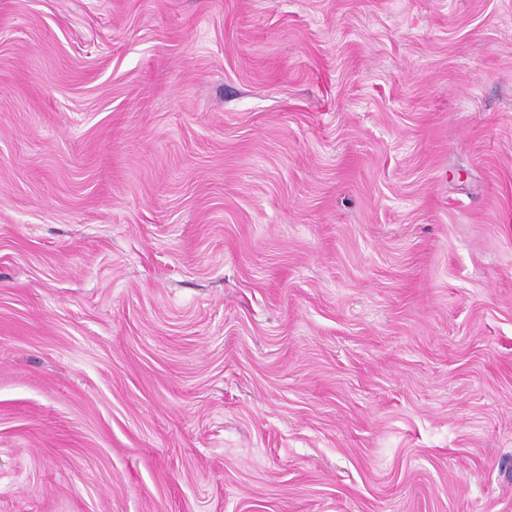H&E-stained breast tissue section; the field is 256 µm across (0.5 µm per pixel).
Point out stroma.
Here are the masks:
<instances>
[{
    "mask_svg": "<svg viewBox=\"0 0 512 512\" xmlns=\"http://www.w3.org/2000/svg\"><path fill=\"white\" fill-rule=\"evenodd\" d=\"M0 512H512V0H0Z\"/></svg>",
    "mask_w": 512,
    "mask_h": 512,
    "instance_id": "35a3bbf8",
    "label": "stroma"
}]
</instances>
